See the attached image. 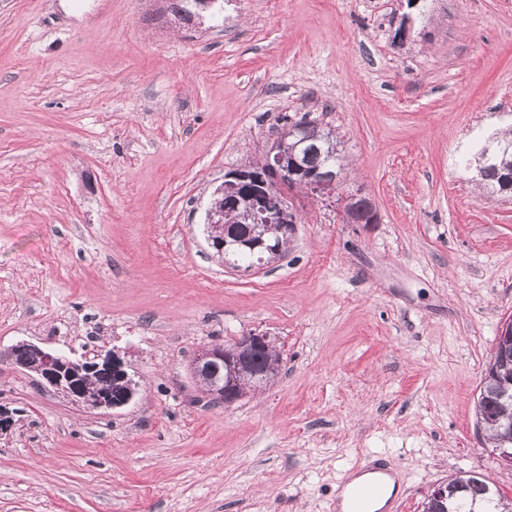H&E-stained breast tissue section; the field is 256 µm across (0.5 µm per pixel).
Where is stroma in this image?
<instances>
[{"instance_id":"obj_1","label":"stroma","mask_w":512,"mask_h":512,"mask_svg":"<svg viewBox=\"0 0 512 512\" xmlns=\"http://www.w3.org/2000/svg\"><path fill=\"white\" fill-rule=\"evenodd\" d=\"M173 2L0 0V512H335L375 458L401 512L461 471L512 497L475 415L512 197L470 164L512 126V0ZM325 103L340 196L288 191L286 255L224 267L225 174ZM350 194L376 223L345 222ZM249 332L278 377L208 403L190 361ZM21 341L119 350L138 393L74 406L14 368Z\"/></svg>"}]
</instances>
